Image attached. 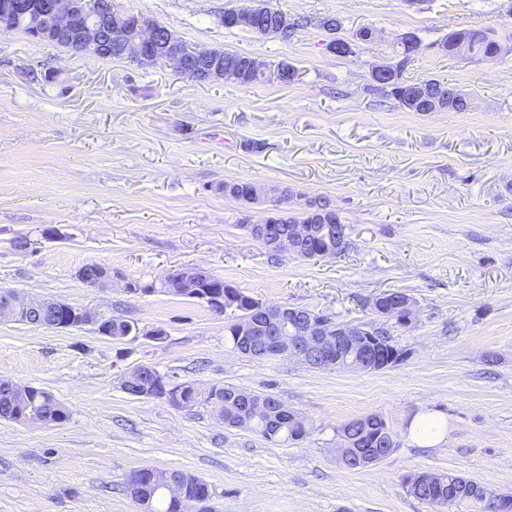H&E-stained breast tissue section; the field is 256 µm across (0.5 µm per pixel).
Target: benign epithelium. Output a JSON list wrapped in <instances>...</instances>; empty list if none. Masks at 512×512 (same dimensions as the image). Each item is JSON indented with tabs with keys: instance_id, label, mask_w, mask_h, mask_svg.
<instances>
[{
	"instance_id": "obj_1",
	"label": "benign epithelium",
	"mask_w": 512,
	"mask_h": 512,
	"mask_svg": "<svg viewBox=\"0 0 512 512\" xmlns=\"http://www.w3.org/2000/svg\"><path fill=\"white\" fill-rule=\"evenodd\" d=\"M261 2L257 0L249 8L237 9L224 14L221 22L247 23L257 19ZM129 14L109 11L104 18L88 14L82 9V0H8L7 6L0 10V29L7 24L22 21L26 25L27 35L37 40L49 31L71 38L67 50L79 54H104L110 49L112 40L125 42L127 61L138 66H150L160 50L166 51V60L181 74L197 82L238 81L241 70L235 65L224 63V56L209 49H186L182 40L169 28L141 15L135 16L136 23L128 24ZM377 31L365 28L349 40H330L325 44L328 53L349 58L356 56L360 45L376 38ZM498 54L479 56L483 62L497 59V55L512 51V31L495 33ZM465 96L458 91L448 93L440 90L434 95V108H455ZM288 201V190L278 187L261 186L249 183L246 202L249 204H270L263 223H271V217L281 213L284 202ZM323 237L326 246L319 252L321 257H335L347 247L345 228L341 225L323 224L315 227L311 224H296L286 236L270 237L266 247L277 253L288 252L298 258H309L306 242L312 234ZM374 311L381 317H394L406 325L414 317L415 303L412 298L394 293H381L371 303ZM262 316L270 324L276 336L273 350L264 349L261 355L266 357H288L298 362L309 361L323 368H333L342 359L341 352L352 356L350 368L362 370L379 359V328L365 327L361 324L349 326L338 323L326 327L320 314L313 311L303 317L299 310L290 307H273L259 303ZM69 312L77 319L88 324L98 325L106 319V314L77 307L67 302L48 298H33L17 292L0 294V317L15 320L22 315L48 316L46 324L58 326L57 317ZM127 393H136L141 398L152 399L154 386L138 379L134 373H128L122 383Z\"/></svg>"
}]
</instances>
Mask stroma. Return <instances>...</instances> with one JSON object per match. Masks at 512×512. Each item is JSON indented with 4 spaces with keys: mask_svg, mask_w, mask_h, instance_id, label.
Listing matches in <instances>:
<instances>
[{
    "mask_svg": "<svg viewBox=\"0 0 512 512\" xmlns=\"http://www.w3.org/2000/svg\"><path fill=\"white\" fill-rule=\"evenodd\" d=\"M268 4L305 27L287 41L224 27V11L249 0H112L188 46L288 63L289 83H200L165 62L93 60L0 34V289L166 332L119 342L89 325L0 320V379L44 388L68 411L60 425L0 419V512H138L126 479L143 467L203 478L214 512H430L403 485L421 472L512 495V53L484 63L437 49L456 29H512V0ZM326 16L341 37L366 26L379 37L336 57ZM405 32L420 40L405 79L455 86L469 111L409 112L374 88L372 69ZM232 181L287 188L293 216L325 197L348 249L273 253L245 227L263 207L225 196ZM88 264L110 268L111 285L87 287L77 271ZM197 266L264 303L375 322L408 356L372 371L252 358L225 346L224 318L202 304L123 291ZM387 290L413 298L411 325L374 317L370 302ZM142 365L274 394L308 433L276 445L203 407L133 398L122 378ZM422 412L446 418L441 443L410 439ZM369 414L398 446L347 468L337 432Z\"/></svg>",
    "mask_w": 512,
    "mask_h": 512,
    "instance_id": "35a3bbf8",
    "label": "stroma"
}]
</instances>
